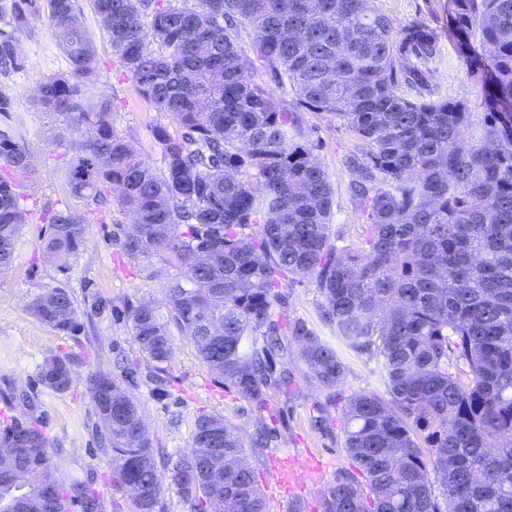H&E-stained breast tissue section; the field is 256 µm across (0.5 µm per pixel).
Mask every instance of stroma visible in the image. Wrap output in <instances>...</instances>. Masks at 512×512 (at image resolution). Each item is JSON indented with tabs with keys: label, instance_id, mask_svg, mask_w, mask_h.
Masks as SVG:
<instances>
[{
	"label": "stroma",
	"instance_id": "obj_1",
	"mask_svg": "<svg viewBox=\"0 0 512 512\" xmlns=\"http://www.w3.org/2000/svg\"><path fill=\"white\" fill-rule=\"evenodd\" d=\"M19 2L26 23L12 36L21 62L19 71L0 75V91L6 92L25 125V137L36 160V168L24 182L22 194L29 208L70 207L87 213L91 225L80 253L65 261H46L39 236L42 225H26L16 245L11 269L0 278V413L19 418H37L52 447L58 448L67 476L91 481L99 495L100 512H130L128 506H112V457L101 451L94 432V410L86 392L90 372L118 374L120 366L136 368L131 391L139 400L154 445L170 459L189 448L196 418L204 413L220 414L252 436L257 423L276 428L280 436L277 452L295 455L299 476H306L310 458L319 457L341 465L346 456L335 438L316 431L310 417L326 393L306 378L303 367H295L299 392L285 400L270 391L263 411H255L234 392L216 383L198 358L193 345L182 336L162 302V283L147 278L141 265L121 255L114 238L118 225L129 224L115 205L98 207L73 197L65 170L76 150L67 122L44 111L34 101L39 85L52 73L63 72L68 61L59 49L54 30L42 9L43 0H0V10ZM79 17L90 31L97 48L100 81L112 99L117 132L130 140L155 169L163 164L155 146L153 130L169 125V117L142 98L125 77L112 54L107 34L101 29L88 0H75ZM376 6L398 24L420 20L441 35L442 58L436 83L441 94L466 103L474 117L482 115V89L468 77L458 56L455 40L448 35V0H375ZM305 119L312 139L318 140L317 158L334 190L331 228L344 244L360 243L365 219L352 198V174L345 165L347 155L359 151L360 141L336 119L314 112ZM65 286L82 313L81 329L71 334L56 332L30 312L28 303L43 289ZM283 305L275 315L300 317L310 327L321 329V297L310 279L285 282ZM154 302L159 318L169 322L174 348L169 381L158 387L152 364L131 338V326L123 315L128 303ZM68 357L74 381L58 393L39 380L44 357Z\"/></svg>",
	"mask_w": 512,
	"mask_h": 512
}]
</instances>
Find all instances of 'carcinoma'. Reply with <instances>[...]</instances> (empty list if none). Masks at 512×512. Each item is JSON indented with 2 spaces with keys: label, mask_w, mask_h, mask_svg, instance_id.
I'll return each instance as SVG.
<instances>
[{
  "label": "carcinoma",
  "mask_w": 512,
  "mask_h": 512,
  "mask_svg": "<svg viewBox=\"0 0 512 512\" xmlns=\"http://www.w3.org/2000/svg\"><path fill=\"white\" fill-rule=\"evenodd\" d=\"M90 2L125 75L173 127L153 130L158 173L114 129L74 0H46L68 69L36 100L77 135L70 192L97 205L111 197L132 217L122 253L165 279L163 302L216 382L260 411L271 389L295 395L297 360L329 393L347 463L320 489V512H512V0H448V32L483 90L484 124L470 140L469 108L435 89L436 29L397 26L374 0ZM20 67L6 36L0 72ZM262 75L291 100H274ZM306 112L336 118L363 144L347 160L367 218L357 249L331 233L333 187ZM32 171L22 121L0 93V276L31 219L18 187ZM40 220L46 258L85 246V214L49 206ZM297 277L315 283L328 335L275 316L282 284ZM29 310L60 333L78 326L63 286ZM127 310L133 342L167 377V323L150 302ZM350 354L375 361L385 392L337 391ZM39 376L54 392L73 383L57 355ZM86 391L112 491L131 512H159L161 466L190 512H272L259 466L276 431L261 423L247 442L202 414L190 448L160 466L123 378L92 373ZM0 446L28 449L0 463L1 491L41 474L26 512L63 501L97 512L86 482L56 475L38 420L0 421Z\"/></svg>",
  "instance_id": "1"
}]
</instances>
